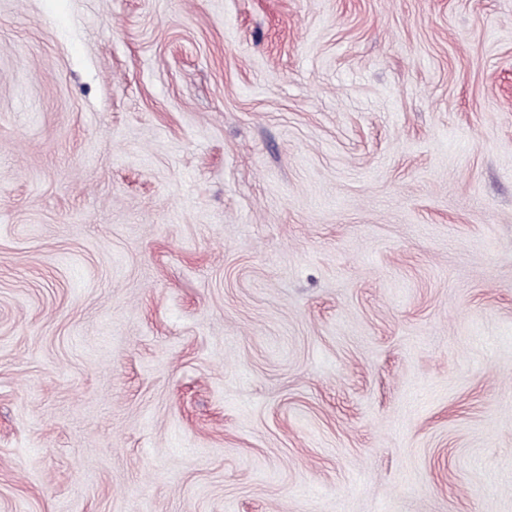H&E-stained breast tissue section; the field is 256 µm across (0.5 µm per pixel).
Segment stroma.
I'll use <instances>...</instances> for the list:
<instances>
[{
    "instance_id": "35a3bbf8",
    "label": "stroma",
    "mask_w": 512,
    "mask_h": 512,
    "mask_svg": "<svg viewBox=\"0 0 512 512\" xmlns=\"http://www.w3.org/2000/svg\"><path fill=\"white\" fill-rule=\"evenodd\" d=\"M0 512H512V0H0Z\"/></svg>"
}]
</instances>
